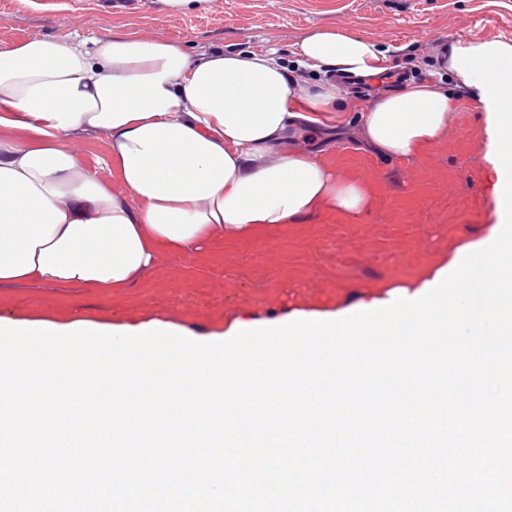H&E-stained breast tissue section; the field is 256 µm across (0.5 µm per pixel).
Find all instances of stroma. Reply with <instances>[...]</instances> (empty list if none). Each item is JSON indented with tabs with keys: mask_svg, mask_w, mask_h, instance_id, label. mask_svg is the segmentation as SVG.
<instances>
[{
	"mask_svg": "<svg viewBox=\"0 0 512 512\" xmlns=\"http://www.w3.org/2000/svg\"><path fill=\"white\" fill-rule=\"evenodd\" d=\"M335 27L379 43L387 70L447 84L450 42H512V0H207L179 15L167 13L161 0H0V46L37 36L124 34L180 42L195 55L273 50L312 84L324 74L302 67L297 45ZM335 136L328 145L318 135L295 147L324 151L346 176L373 179L374 203L360 219L322 211L297 224H274L212 243L191 259L164 258L123 291L1 284L0 311L52 320L77 313L112 324L159 319L193 336L223 335L241 321L333 312L417 283L494 224L497 177L486 158L485 112L475 99L462 98L450 135L423 158L383 157L344 120Z\"/></svg>",
	"mask_w": 512,
	"mask_h": 512,
	"instance_id": "35a3bbf8",
	"label": "stroma"
}]
</instances>
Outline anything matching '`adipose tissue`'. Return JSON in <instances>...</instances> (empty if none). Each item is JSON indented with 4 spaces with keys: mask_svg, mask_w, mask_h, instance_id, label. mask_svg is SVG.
I'll return each instance as SVG.
<instances>
[{
    "mask_svg": "<svg viewBox=\"0 0 512 512\" xmlns=\"http://www.w3.org/2000/svg\"><path fill=\"white\" fill-rule=\"evenodd\" d=\"M327 73L379 74L377 42L342 29L299 43ZM410 83L357 113L378 152L418 157L450 133L459 89ZM353 102L329 82L307 85L269 52L194 57L138 35L91 43L33 37L0 47V285L127 288L161 257H190L218 237L293 224L327 207L367 210L370 187L320 154L289 150ZM106 135L118 186L98 179L71 142Z\"/></svg>",
    "mask_w": 512,
    "mask_h": 512,
    "instance_id": "ef3b65f1",
    "label": "adipose tissue"
}]
</instances>
